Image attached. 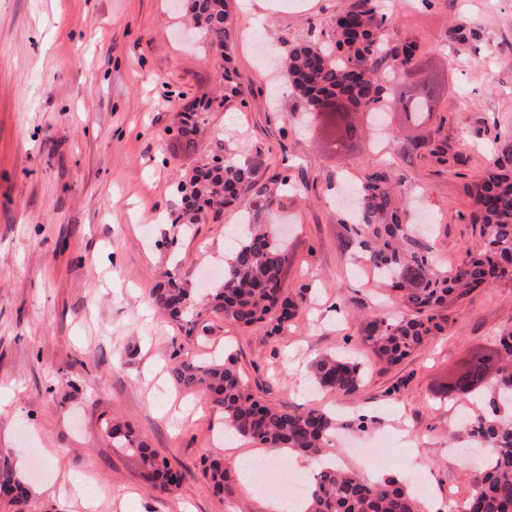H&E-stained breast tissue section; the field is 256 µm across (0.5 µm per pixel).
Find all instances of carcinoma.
<instances>
[{
	"label": "carcinoma",
	"mask_w": 512,
	"mask_h": 512,
	"mask_svg": "<svg viewBox=\"0 0 512 512\" xmlns=\"http://www.w3.org/2000/svg\"><path fill=\"white\" fill-rule=\"evenodd\" d=\"M199 40L223 49L229 60L231 20L227 0H184ZM378 0H346L337 13L328 40L296 41L283 56L286 82L291 94L312 113L318 102L339 104L335 112H319L317 118L331 129L330 148L347 154L361 139L360 120L379 116L382 107L403 122L420 127L436 112L447 82L435 79L420 83L401 81L384 101L385 79L412 72L420 64L419 43L399 37L385 24ZM214 107L212 100H192L180 112L177 133L189 148ZM500 144L494 167L465 186L471 200L469 215L475 242L465 258L445 273L432 268L430 240L415 232L409 222L413 200L401 190L391 172L374 165L358 179L352 193L357 208L350 217L342 247H357L369 268L388 287L398 292L401 314L392 319L367 316L361 322L363 342L377 360L394 365L424 347L429 338L445 330L447 318L439 309L448 298L460 299L477 288L512 280V132L498 134ZM392 149L408 162L432 159L439 164L462 165V153L448 137L432 134L395 137ZM182 200L175 223L198 224L202 213L217 204L248 203L249 224L245 235L233 244L224 278L198 297L173 277L153 289L151 299L163 312L194 330L205 314L220 316L240 327L263 324L267 334L278 336L303 308L304 298H293L284 288L287 248L272 241L267 225L258 217L271 199L256 189L254 171L234 154L214 164L197 166L188 180L176 188ZM496 366L483 371L463 363L448 381L443 395H471L490 389L492 414L477 412L465 421L472 443L493 448L495 461L483 467L480 478L461 504L464 512H512V411L498 401L512 404V329L498 336ZM318 384L338 394L356 393L363 383L362 364L348 355L326 356L316 365ZM175 386L199 390L224 412V424L239 438L257 442L273 451L289 449L299 455L321 458L336 431V418L317 408L281 411L257 399L234 362L220 356L203 362L180 360L170 371ZM113 446L135 458L143 478L153 488L169 491L178 477L166 458L128 424L117 422L108 430ZM203 476L216 495L224 494L229 478L224 458H203ZM0 493L14 512H28L30 497L22 483L9 473L0 477ZM305 512H425L424 499L411 482L386 476L370 482L340 467L320 470L307 491Z\"/></svg>",
	"instance_id": "cac0c4a2"
}]
</instances>
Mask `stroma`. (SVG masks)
I'll list each match as a JSON object with an SVG mask.
<instances>
[{
  "instance_id": "obj_1",
  "label": "stroma",
  "mask_w": 512,
  "mask_h": 512,
  "mask_svg": "<svg viewBox=\"0 0 512 512\" xmlns=\"http://www.w3.org/2000/svg\"><path fill=\"white\" fill-rule=\"evenodd\" d=\"M344 0H230V66L244 97L208 112L195 149L176 136L194 99L224 92L219 52L198 43L182 0H0V458L29 490L31 512H74L70 480L107 491L98 512H270L230 468L214 496L201 459L225 448L224 414L176 388V358L226 350L252 391L288 411L324 407L345 428L332 437L340 464L358 475L426 471L432 512L465 498L480 472L462 465L461 424L476 401H445L457 362L491 349L512 326V281L449 301L446 331L397 365L379 364L359 318L396 317L395 292L340 244L334 199L346 178L386 158L383 133L366 130L356 151L326 150L303 105L266 100L270 74L254 50L251 13L269 43L326 40ZM396 31L416 37L448 83L438 117L466 158L448 168L395 160L419 219L433 224V266L465 256L471 208L463 187L495 159L494 135L512 131V0H383ZM464 24L474 39L448 41ZM232 152L272 193L262 217L288 245L284 286L306 288V309L279 337L205 317L194 332L160 316L150 292L163 273L185 288L224 276V254L242 214L229 206L192 230L176 225L175 193L194 167ZM299 193H277L282 178ZM356 352L366 376L352 395L321 388L314 365ZM129 424L181 480L159 492L113 448V422Z\"/></svg>"
}]
</instances>
